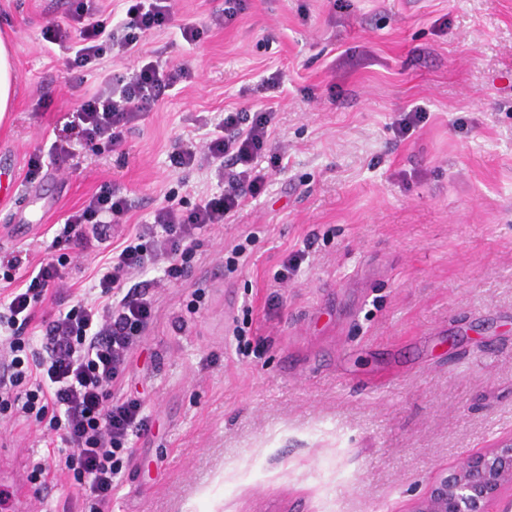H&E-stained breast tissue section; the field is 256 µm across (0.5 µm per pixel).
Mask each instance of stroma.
Instances as JSON below:
<instances>
[{
    "label": "stroma",
    "instance_id": "1",
    "mask_svg": "<svg viewBox=\"0 0 512 512\" xmlns=\"http://www.w3.org/2000/svg\"><path fill=\"white\" fill-rule=\"evenodd\" d=\"M71 3L0 0L19 78L0 122V261L68 253L58 224L103 189L129 197L131 224L167 192L186 207L220 192L170 163L198 118L274 107L288 154L159 295L124 382L149 430L112 512H413L438 474L512 438V0H244L225 27L224 0H179L200 42L175 28L146 42L192 82L145 113L125 154L83 142L71 169L32 177L100 82L42 39ZM276 71L272 98L257 86ZM416 105L429 117L400 139L394 117ZM53 436L0 412L8 512H62L75 494L22 480Z\"/></svg>",
    "mask_w": 512,
    "mask_h": 512
}]
</instances>
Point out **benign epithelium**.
<instances>
[{
  "instance_id": "1",
  "label": "benign epithelium",
  "mask_w": 512,
  "mask_h": 512,
  "mask_svg": "<svg viewBox=\"0 0 512 512\" xmlns=\"http://www.w3.org/2000/svg\"><path fill=\"white\" fill-rule=\"evenodd\" d=\"M507 486L512 488V438L439 476L414 512H501Z\"/></svg>"
}]
</instances>
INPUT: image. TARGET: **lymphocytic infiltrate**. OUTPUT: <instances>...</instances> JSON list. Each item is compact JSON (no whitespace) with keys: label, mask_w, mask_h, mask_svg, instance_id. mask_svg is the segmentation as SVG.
Wrapping results in <instances>:
<instances>
[{"label":"lymphocytic infiltrate","mask_w":512,"mask_h":512,"mask_svg":"<svg viewBox=\"0 0 512 512\" xmlns=\"http://www.w3.org/2000/svg\"><path fill=\"white\" fill-rule=\"evenodd\" d=\"M176 2L129 0L114 30L94 0H77L70 24L46 26L45 41L66 52L68 67L96 70L109 56L137 58L81 99L70 138L49 149L53 169L70 168L76 141L122 151L148 107L191 81L187 64L162 68L141 44L144 35L174 25L187 43L200 41L197 26L176 25ZM278 124L273 108L241 107L225 112L206 138L180 146L173 167L204 169L223 187L191 209L167 204L151 225L132 229L123 222L129 199L112 190L70 214L58 237L73 246L76 259L95 258V297L75 299L60 261L49 255L17 276L16 287L0 299V410L59 431L61 448L33 463L27 479L35 483L53 471L72 476L80 491L62 512H112L121 472L116 455L127 450L132 434L148 430L141 400L119 392L125 372L157 319L159 294L185 276L199 235L223 226L246 198L265 191L271 172L283 170L284 153L274 145ZM45 300L51 311L37 315V303ZM30 328L39 334L38 347L22 338Z\"/></svg>","instance_id":"f902f5d3"}]
</instances>
